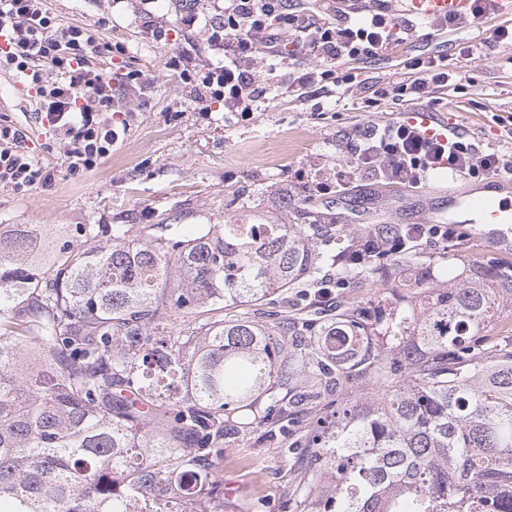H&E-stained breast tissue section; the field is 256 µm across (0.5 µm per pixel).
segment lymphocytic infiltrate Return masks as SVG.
I'll return each instance as SVG.
<instances>
[{"label":"lymphocytic infiltrate","instance_id":"obj_1","mask_svg":"<svg viewBox=\"0 0 512 512\" xmlns=\"http://www.w3.org/2000/svg\"><path fill=\"white\" fill-rule=\"evenodd\" d=\"M177 21L182 30H203L210 49L224 62L199 67L190 52L170 57L175 71L203 115L213 108L249 119L276 89L272 75L290 57L304 54L315 66L290 72L289 88L299 91L330 83L355 82L341 73L342 64L382 57L417 27L357 0H336L322 15L306 12L301 0H224L213 16L202 17L199 0H179ZM0 70L13 72L34 89L39 110L61 141L71 172L88 171L112 152L120 131L112 124L119 110L120 91L145 93L151 82L141 71L124 73L121 88L112 74L98 67L97 33L63 23L46 0H0ZM406 77L372 83L367 106L386 99L422 102L452 79L443 56L422 54L409 58ZM357 145L350 162L339 166L333 178L314 184L320 194L345 192L359 175L368 174L389 183L416 186L428 172L447 163L449 170L471 178L489 174L512 175V158L452 131L446 139L428 137L409 122L366 123L356 130ZM21 127L0 124V185L16 189L30 186L43 172L35 159L21 150Z\"/></svg>","mask_w":512,"mask_h":512}]
</instances>
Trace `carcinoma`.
<instances>
[{
  "instance_id": "cac0c4a2",
  "label": "carcinoma",
  "mask_w": 512,
  "mask_h": 512,
  "mask_svg": "<svg viewBox=\"0 0 512 512\" xmlns=\"http://www.w3.org/2000/svg\"><path fill=\"white\" fill-rule=\"evenodd\" d=\"M332 228L1 227L0 512H224V445L362 376L300 441L293 512H512V344L485 342L512 265L414 249L396 279L351 240L338 274L389 283L370 307L265 310L323 286Z\"/></svg>"
}]
</instances>
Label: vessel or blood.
I'll return each instance as SVG.
<instances>
[{"mask_svg":"<svg viewBox=\"0 0 512 512\" xmlns=\"http://www.w3.org/2000/svg\"><path fill=\"white\" fill-rule=\"evenodd\" d=\"M394 11L406 12L423 19L464 17L470 10V0H391ZM413 123L426 136L444 137L448 132V121L434 112H419L413 115ZM495 196L470 193L462 187L448 191V223L463 224H512V204L504 203L503 197L512 194V179L495 177L491 180Z\"/></svg>","mask_w":512,"mask_h":512,"instance_id":"b4317fda","label":"vessel or blood"}]
</instances>
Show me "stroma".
<instances>
[{
	"mask_svg": "<svg viewBox=\"0 0 512 512\" xmlns=\"http://www.w3.org/2000/svg\"><path fill=\"white\" fill-rule=\"evenodd\" d=\"M62 22L97 29L113 76L143 71L151 80L143 96L127 91L123 107L130 129L111 155L90 173H71L64 150L36 109L34 89L15 87L12 72L0 71V123L24 128L22 144L43 169L45 181L22 189L0 186L1 224L171 225L183 235L192 224L338 225L343 238L366 234L372 224H425L445 204L452 175L428 173L416 187L360 175L343 195L313 190L314 176L333 177L353 154L358 125L407 121L410 106L389 101L366 108L359 86L313 87L306 96L279 89L248 121L230 112L205 117L181 80L165 63L189 49L201 66L221 62L201 33L183 31L168 0H47ZM164 24L165 42L145 34L149 23ZM512 26V13H500L477 27L442 36L411 37L384 57L361 64L360 79L404 74V62L422 52L442 53L452 74L451 89H439L420 110L442 112L471 139L512 154L498 117L512 114V43L495 44L489 56L467 60L458 54L460 38L477 43L493 38L498 26ZM127 46L112 55V45ZM484 227L468 226L451 240L430 238L426 251L446 261L456 251L494 265L512 263V248L489 249ZM376 391L361 379L343 386L315 407L307 406L294 425L267 437L257 432L225 446L219 479L226 490L224 512H292L288 491L295 479L294 442L317 418L346 400Z\"/></svg>",
	"mask_w": 512,
	"mask_h": 512,
	"instance_id": "stroma-1",
	"label": "stroma"
}]
</instances>
